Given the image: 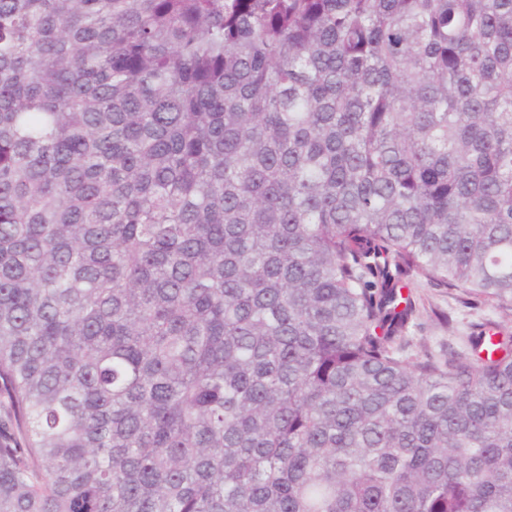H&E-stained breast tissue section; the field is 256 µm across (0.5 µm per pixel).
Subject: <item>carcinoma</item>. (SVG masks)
Listing matches in <instances>:
<instances>
[{"instance_id":"carcinoma-1","label":"carcinoma","mask_w":512,"mask_h":512,"mask_svg":"<svg viewBox=\"0 0 512 512\" xmlns=\"http://www.w3.org/2000/svg\"><path fill=\"white\" fill-rule=\"evenodd\" d=\"M512 0H0V512H512ZM406 281L408 288H404L403 293L407 295L410 291L416 303V312L405 332L409 340L408 357L438 356L448 350V344L460 353L470 355L467 336L472 332V324L481 322H494L512 336L511 312L488 305L464 304L459 290L436 288L418 272H410Z\"/></svg>"}]
</instances>
